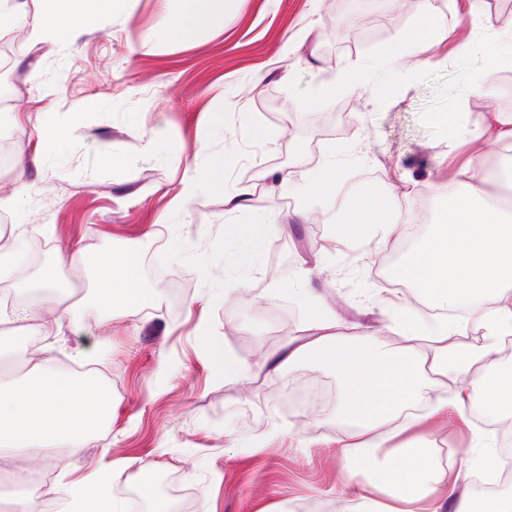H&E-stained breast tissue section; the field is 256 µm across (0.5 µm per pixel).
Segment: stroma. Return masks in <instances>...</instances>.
Wrapping results in <instances>:
<instances>
[{
	"label": "stroma",
	"mask_w": 512,
	"mask_h": 512,
	"mask_svg": "<svg viewBox=\"0 0 512 512\" xmlns=\"http://www.w3.org/2000/svg\"><path fill=\"white\" fill-rule=\"evenodd\" d=\"M443 14L441 30L434 19ZM184 16V0L164 12L139 0L129 17L99 11L75 40L27 36L10 50L0 146L12 163L0 167V197L18 191L22 202L0 208V240L25 224L45 245L11 276L15 305L55 264L81 298L107 252H131L139 264L163 256L180 281L174 298L168 284L144 278L147 298L105 325L86 310L71 324L46 317L40 338L15 347L63 376L76 372L72 352L91 353L93 376L112 391V424L72 458L71 477L111 470L116 512H156L160 478L185 512H300L305 502L334 512L345 439L335 409L310 391L336 385L335 373L307 361L254 380L224 365L306 341L320 304L357 333L376 331L397 310L377 304L375 288L424 321L415 248L403 235L378 246L367 225L373 210L405 207L427 209L424 231L451 224L449 187L469 169L512 162V144H489L494 114H512V66L487 59L472 26L511 20L512 0H229L223 26L187 38ZM410 34L426 51L395 56ZM350 66L371 76L357 93L337 85ZM467 84L486 91L462 96ZM65 119L81 125V139L47 140ZM151 138L158 147L148 152ZM330 155L327 194L306 175ZM228 157L237 163L221 182L180 200L192 162L211 172ZM285 170L295 177L283 185ZM243 185L288 220L287 233L259 250L224 233L254 221L253 209L225 203ZM76 249L86 261L73 267ZM456 397L434 391L416 426L377 456L428 440L456 493L474 491L461 458L480 433L504 434L512 419L459 411ZM143 465L149 480L132 484Z\"/></svg>",
	"instance_id": "stroma-1"
}]
</instances>
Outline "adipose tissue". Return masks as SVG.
I'll use <instances>...</instances> for the list:
<instances>
[{"label":"adipose tissue","instance_id":"adipose-tissue-1","mask_svg":"<svg viewBox=\"0 0 512 512\" xmlns=\"http://www.w3.org/2000/svg\"><path fill=\"white\" fill-rule=\"evenodd\" d=\"M38 13H30L24 0H0V21L31 29L40 41L55 42L62 33L60 17L83 22L95 14L102 0H41ZM488 176L475 170L466 193L457 201L458 223L440 227L423 246L427 273L420 289L429 302L442 308L443 316L428 327L430 342H423L405 320L385 328L400 337L397 356H390L383 338L344 334L335 314L320 312L313 339L287 345L259 366L246 361L228 365L233 374L258 378L270 371L295 368L315 360L334 366L340 384L336 426L347 439L346 452L355 460L361 483L344 481L338 495V512H416L430 500V512H512L505 501L490 493L450 497L446 472L430 442L400 449L401 466L378 464L370 449L408 432L415 419L408 407L421 384L437 385L445 379L466 380L458 402L495 417L512 412V368L498 365L505 337L512 336V224L498 209L485 206ZM98 292L93 299L76 303L64 293L31 300L19 325L0 332V357L13 353L17 335H41L45 315L75 320L82 308L93 309L98 322L120 316L130 303L144 296L138 288L131 262H124L120 282L112 280V257L101 258ZM466 307L467 319L483 331L481 342H459L455 336L463 322L450 310ZM29 378L22 384L0 386V456L26 451L46 463L58 461L62 449L87 447L94 431L108 426L112 394L101 382L77 376L61 377L27 358ZM112 475L90 473L85 479H58L11 500V512H34L38 499L63 497L65 512H112L108 490Z\"/></svg>","mask_w":512,"mask_h":512}]
</instances>
